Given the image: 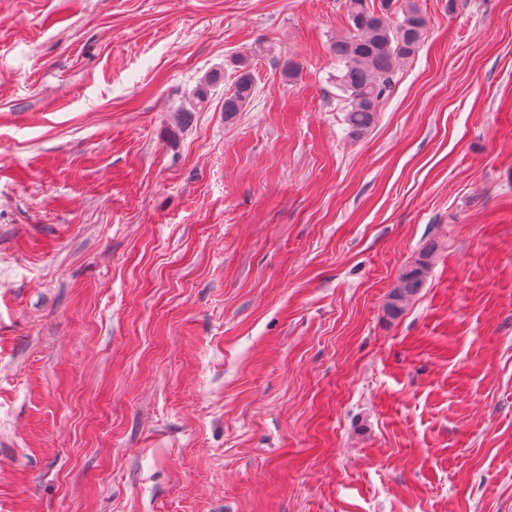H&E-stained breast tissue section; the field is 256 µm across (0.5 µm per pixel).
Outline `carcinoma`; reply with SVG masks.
<instances>
[{
    "instance_id": "carcinoma-1",
    "label": "carcinoma",
    "mask_w": 512,
    "mask_h": 512,
    "mask_svg": "<svg viewBox=\"0 0 512 512\" xmlns=\"http://www.w3.org/2000/svg\"><path fill=\"white\" fill-rule=\"evenodd\" d=\"M352 28L336 41L331 51L336 59L332 82L345 101V123L349 133L360 137L375 122L378 106L393 92L401 67L416 54L426 27L417 0H344ZM231 87L224 94V119H232L251 102L256 86L252 61L246 56L231 60ZM224 81V72L210 71L194 89L196 103L209 101L212 91ZM431 252L401 272L386 307L402 311L404 303L423 287L430 268Z\"/></svg>"
}]
</instances>
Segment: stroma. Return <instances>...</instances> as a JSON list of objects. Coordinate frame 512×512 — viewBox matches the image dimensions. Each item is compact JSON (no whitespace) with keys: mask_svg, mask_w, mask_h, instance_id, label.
Returning a JSON list of instances; mask_svg holds the SVG:
<instances>
[{"mask_svg":"<svg viewBox=\"0 0 512 512\" xmlns=\"http://www.w3.org/2000/svg\"><path fill=\"white\" fill-rule=\"evenodd\" d=\"M419 5L355 138L343 0H0V512H512V0ZM233 67L231 87L224 94V119H232L251 102L256 86L254 81L252 61L247 56H237L231 60ZM224 71L214 70L205 74L194 89L196 103L202 106L209 101L212 91L224 81ZM431 252H424L419 260L401 272L397 286L388 296L386 307L393 313H400L404 303L415 296L423 287L430 268Z\"/></svg>","mask_w":512,"mask_h":512,"instance_id":"stroma-1","label":"stroma"}]
</instances>
